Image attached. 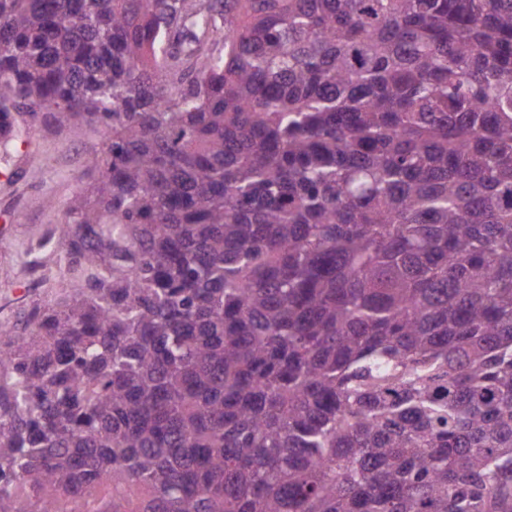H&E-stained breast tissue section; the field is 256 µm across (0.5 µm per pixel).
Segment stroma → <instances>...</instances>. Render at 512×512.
Instances as JSON below:
<instances>
[{
	"label": "stroma",
	"mask_w": 512,
	"mask_h": 512,
	"mask_svg": "<svg viewBox=\"0 0 512 512\" xmlns=\"http://www.w3.org/2000/svg\"><path fill=\"white\" fill-rule=\"evenodd\" d=\"M102 138L89 129L40 128L0 159V323H19L34 305L56 302L70 288L60 274L61 246L38 244L86 183L88 158ZM34 250L36 267L29 264Z\"/></svg>",
	"instance_id": "35a3bbf8"
}]
</instances>
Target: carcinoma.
<instances>
[{"label": "carcinoma", "mask_w": 512, "mask_h": 512, "mask_svg": "<svg viewBox=\"0 0 512 512\" xmlns=\"http://www.w3.org/2000/svg\"><path fill=\"white\" fill-rule=\"evenodd\" d=\"M43 123L104 139L0 512H512V0H0Z\"/></svg>", "instance_id": "cac0c4a2"}]
</instances>
